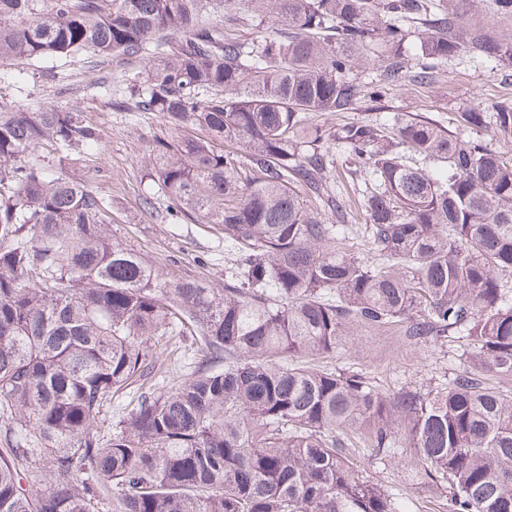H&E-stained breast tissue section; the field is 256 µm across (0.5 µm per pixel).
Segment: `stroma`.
<instances>
[{
  "instance_id": "obj_1",
  "label": "stroma",
  "mask_w": 512,
  "mask_h": 512,
  "mask_svg": "<svg viewBox=\"0 0 512 512\" xmlns=\"http://www.w3.org/2000/svg\"><path fill=\"white\" fill-rule=\"evenodd\" d=\"M141 60L118 57L89 68L82 55L43 58L32 62L25 75L0 70V106L36 109L72 107L100 134L96 147L69 155L64 173L83 179L112 203L113 238L139 252L166 279L198 278L211 286L224 285V232L220 225L177 224L169 212L174 203L153 191L144 177L141 159L155 140L173 138L175 132L155 112H118L110 101L121 96L126 85L144 77ZM500 104H512V68L486 60L452 59L435 69L427 81L403 80L391 86L379 102L362 99L346 112H313L308 122L336 130L346 124L372 119L384 113H409L433 119L464 138L512 157V138L504 139L494 125L480 130L462 129L460 113L493 112ZM150 206H143V198ZM463 343H449L446 350L418 346L394 332L357 331L330 366H350L367 372L382 390L428 382L444 373H455ZM160 378L173 383L204 365L206 354L193 336H168L157 341ZM410 449H402L398 462L376 465L374 477L401 492L409 512H448L445 500L410 479Z\"/></svg>"
}]
</instances>
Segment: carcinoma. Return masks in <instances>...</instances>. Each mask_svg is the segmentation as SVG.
I'll list each match as a JSON object with an SVG mask.
<instances>
[{
  "label": "carcinoma",
  "instance_id": "1",
  "mask_svg": "<svg viewBox=\"0 0 512 512\" xmlns=\"http://www.w3.org/2000/svg\"><path fill=\"white\" fill-rule=\"evenodd\" d=\"M247 4L280 37L242 41L202 20V0H0V66L150 58L111 105L201 131L155 141L141 166L179 219L221 225L233 256L222 288L163 280L112 239L104 197L51 173L97 129L68 107L0 112V512H98L109 489L112 512H406L367 471L401 448L448 512H512V395L484 382L512 376V158L402 113L304 130L409 68L512 66V37L467 25L466 0ZM361 58L379 62L367 85L350 76ZM493 119L511 138L512 106ZM338 153L364 180L362 224L328 181ZM349 239L370 257L337 248ZM357 329L467 349L452 378L388 392L317 365ZM172 333L213 363L150 384L147 342ZM135 385L101 438L96 417Z\"/></svg>",
  "mask_w": 512,
  "mask_h": 512
}]
</instances>
